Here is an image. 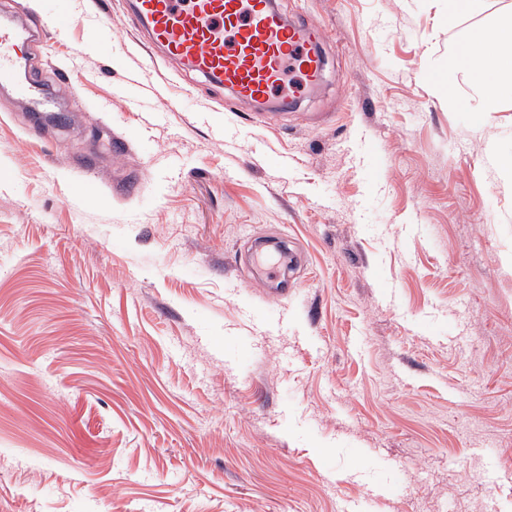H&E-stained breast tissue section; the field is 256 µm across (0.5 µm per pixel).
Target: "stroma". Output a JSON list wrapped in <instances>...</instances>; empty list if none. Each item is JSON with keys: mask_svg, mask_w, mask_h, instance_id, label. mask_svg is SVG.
Listing matches in <instances>:
<instances>
[{"mask_svg": "<svg viewBox=\"0 0 512 512\" xmlns=\"http://www.w3.org/2000/svg\"><path fill=\"white\" fill-rule=\"evenodd\" d=\"M14 2L71 22L57 113L0 92V512H512V98L448 65L512 0H276L324 32L289 109Z\"/></svg>", "mask_w": 512, "mask_h": 512, "instance_id": "35a3bbf8", "label": "stroma"}]
</instances>
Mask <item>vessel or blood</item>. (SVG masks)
Wrapping results in <instances>:
<instances>
[{
    "mask_svg": "<svg viewBox=\"0 0 512 512\" xmlns=\"http://www.w3.org/2000/svg\"><path fill=\"white\" fill-rule=\"evenodd\" d=\"M136 20L164 57L253 102H268L283 72L319 83L322 58L316 28L289 24L270 0H132ZM61 15L28 26L14 11H0V85L28 111H53L52 97L30 70L45 27L63 28Z\"/></svg>",
    "mask_w": 512,
    "mask_h": 512,
    "instance_id": "1",
    "label": "vessel or blood"
}]
</instances>
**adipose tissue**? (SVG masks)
Here are the masks:
<instances>
[{
	"label": "adipose tissue",
	"mask_w": 512,
	"mask_h": 512,
	"mask_svg": "<svg viewBox=\"0 0 512 512\" xmlns=\"http://www.w3.org/2000/svg\"><path fill=\"white\" fill-rule=\"evenodd\" d=\"M451 63L479 97L482 111H494L501 96L512 95V22L475 29Z\"/></svg>",
	"instance_id": "obj_1"
}]
</instances>
